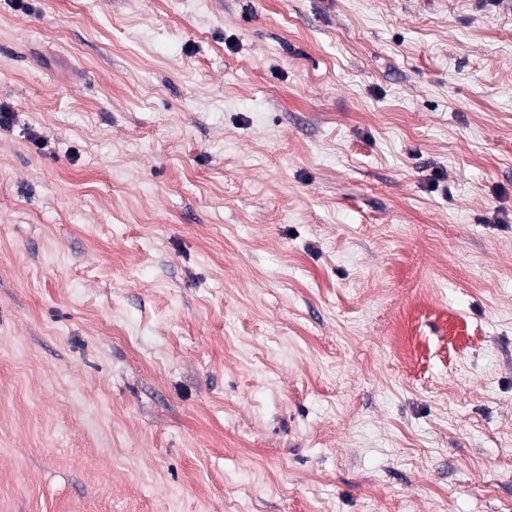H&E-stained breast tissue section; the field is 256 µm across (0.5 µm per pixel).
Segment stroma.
Instances as JSON below:
<instances>
[{"instance_id": "1", "label": "stroma", "mask_w": 512, "mask_h": 512, "mask_svg": "<svg viewBox=\"0 0 512 512\" xmlns=\"http://www.w3.org/2000/svg\"><path fill=\"white\" fill-rule=\"evenodd\" d=\"M0 512H512V0H0Z\"/></svg>"}]
</instances>
